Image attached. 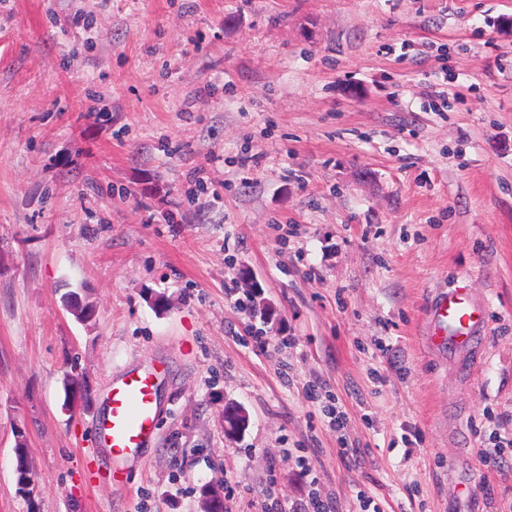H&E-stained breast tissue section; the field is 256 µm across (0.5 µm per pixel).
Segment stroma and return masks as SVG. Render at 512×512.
Segmentation results:
<instances>
[{"label":"stroma","instance_id":"obj_1","mask_svg":"<svg viewBox=\"0 0 512 512\" xmlns=\"http://www.w3.org/2000/svg\"><path fill=\"white\" fill-rule=\"evenodd\" d=\"M459 285L488 312L463 370L425 341ZM158 360V442L114 472L102 397ZM71 374L93 400L65 413ZM493 431L512 435V0H0V512H201L216 482L224 512H282L301 448L337 512L361 490L512 512L477 456Z\"/></svg>","mask_w":512,"mask_h":512}]
</instances>
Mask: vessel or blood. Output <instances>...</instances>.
<instances>
[{"instance_id":"obj_1","label":"vessel or blood","mask_w":512,"mask_h":512,"mask_svg":"<svg viewBox=\"0 0 512 512\" xmlns=\"http://www.w3.org/2000/svg\"><path fill=\"white\" fill-rule=\"evenodd\" d=\"M427 317L428 344L447 347L463 365L477 358L475 345L486 331L484 308L466 289L435 291ZM167 372L166 363L160 360L129 370L113 381L94 432L99 446L107 448L115 462H128L140 449L155 443L162 411L160 391Z\"/></svg>"}]
</instances>
